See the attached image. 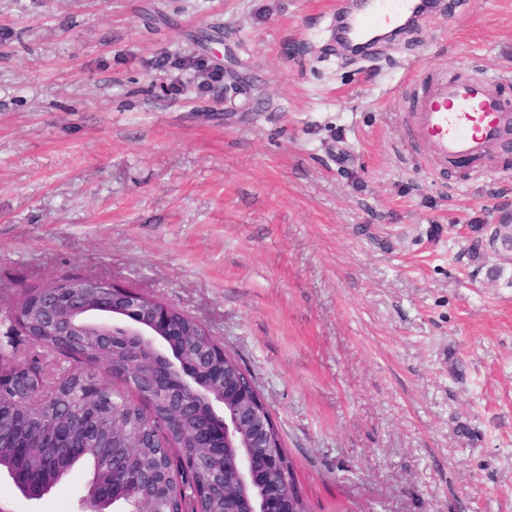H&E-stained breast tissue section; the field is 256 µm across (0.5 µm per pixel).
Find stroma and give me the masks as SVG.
Returning a JSON list of instances; mask_svg holds the SVG:
<instances>
[{"mask_svg": "<svg viewBox=\"0 0 512 512\" xmlns=\"http://www.w3.org/2000/svg\"><path fill=\"white\" fill-rule=\"evenodd\" d=\"M346 4L0 0V315L74 273L134 289L251 375L312 512H512V274L456 231L512 202V154L444 169L403 140L425 80L512 97V0H441L357 56ZM216 25L241 91L157 69ZM89 478L31 503L4 477L0 504L76 512ZM464 254L471 262L477 264V269L486 268V277L490 281H496L505 274V269L495 263H489L484 246V234L478 233L468 241Z\"/></svg>", "mask_w": 512, "mask_h": 512, "instance_id": "obj_1", "label": "stroma"}]
</instances>
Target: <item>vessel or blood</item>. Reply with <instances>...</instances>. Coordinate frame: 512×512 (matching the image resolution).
<instances>
[{
    "label": "vessel or blood",
    "instance_id": "1",
    "mask_svg": "<svg viewBox=\"0 0 512 512\" xmlns=\"http://www.w3.org/2000/svg\"><path fill=\"white\" fill-rule=\"evenodd\" d=\"M418 0H364L351 16L350 35L362 38L383 22L410 16ZM407 140L422 146L438 164L456 159L480 160L512 145L505 131L512 126V102L491 79L437 78L425 84L411 112L404 116Z\"/></svg>",
    "mask_w": 512,
    "mask_h": 512
}]
</instances>
